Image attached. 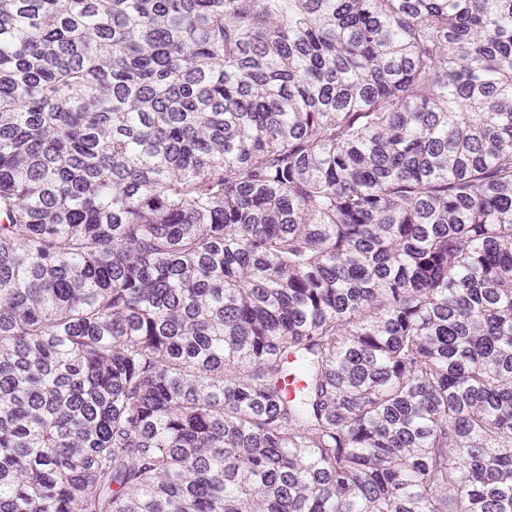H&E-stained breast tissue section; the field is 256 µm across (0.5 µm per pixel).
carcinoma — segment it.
<instances>
[{
    "label": "carcinoma",
    "instance_id": "carcinoma-1",
    "mask_svg": "<svg viewBox=\"0 0 512 512\" xmlns=\"http://www.w3.org/2000/svg\"><path fill=\"white\" fill-rule=\"evenodd\" d=\"M0 512H512V0H0Z\"/></svg>",
    "mask_w": 512,
    "mask_h": 512
}]
</instances>
